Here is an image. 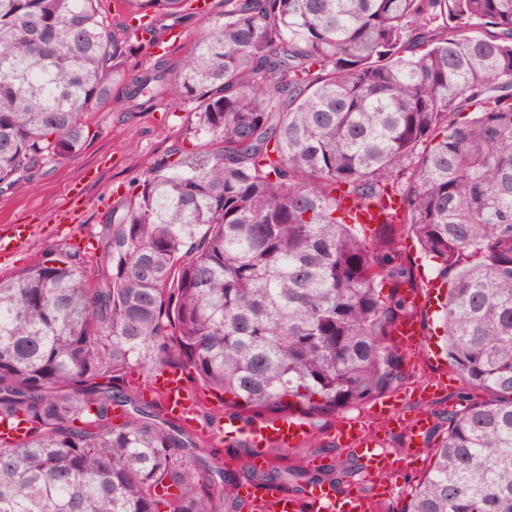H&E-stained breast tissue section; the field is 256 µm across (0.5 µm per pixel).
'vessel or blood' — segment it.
<instances>
[{
	"label": "vessel or blood",
	"instance_id": "b4317fda",
	"mask_svg": "<svg viewBox=\"0 0 512 512\" xmlns=\"http://www.w3.org/2000/svg\"><path fill=\"white\" fill-rule=\"evenodd\" d=\"M400 213V203L395 200L387 210H355L351 216L353 222L368 230L373 225L396 220ZM392 334L397 346L411 358L417 357L426 341L423 330L410 317L398 321ZM424 386L414 383L400 393L371 401L366 408L367 414L381 420L386 429L404 430L407 447L418 455L424 454L426 439L436 424L435 414L421 406ZM147 390L160 396L164 414L177 418L186 427H197L200 399L191 390L184 370L168 367L154 373L147 382ZM312 433V425L301 416L284 413L273 419L226 421L220 437L228 442H245L251 451L252 465L263 466L268 462V448L301 447ZM336 440L339 446L354 452L362 465L349 489L317 484L306 487L303 495L295 497L274 486L256 488L247 484L240 489L241 497L255 506L257 512H373L376 503L397 495L392 477L408 466L407 458L392 457L381 439L370 433L358 416L337 421Z\"/></svg>",
	"mask_w": 512,
	"mask_h": 512
}]
</instances>
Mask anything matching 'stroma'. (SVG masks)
I'll use <instances>...</instances> for the list:
<instances>
[{"label": "stroma", "mask_w": 512, "mask_h": 512, "mask_svg": "<svg viewBox=\"0 0 512 512\" xmlns=\"http://www.w3.org/2000/svg\"><path fill=\"white\" fill-rule=\"evenodd\" d=\"M211 16L191 15L184 22L185 36L166 50L151 47L137 51L134 63L152 65L158 57L176 60L186 54L208 31ZM193 117L176 95H168L150 112L123 114L104 108L88 120V138L77 155L41 166L16 190L0 193V225L21 224L33 228L23 247L0 258V275L29 266L60 243L91 246L102 214L124 200L133 179L144 176L150 163L170 150L187 146L186 132ZM78 197L80 223L60 229L56 218L64 201ZM403 260L414 274L418 293L414 317L427 336L428 355L418 367L403 364L404 383L427 380L443 355L438 346L436 289L428 264L420 256L415 239L401 240Z\"/></svg>", "instance_id": "stroma-1"}]
</instances>
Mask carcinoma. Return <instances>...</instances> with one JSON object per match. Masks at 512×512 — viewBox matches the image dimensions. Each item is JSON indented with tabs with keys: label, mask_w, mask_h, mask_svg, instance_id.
<instances>
[{
	"label": "carcinoma",
	"mask_w": 512,
	"mask_h": 512,
	"mask_svg": "<svg viewBox=\"0 0 512 512\" xmlns=\"http://www.w3.org/2000/svg\"><path fill=\"white\" fill-rule=\"evenodd\" d=\"M121 2L152 32L189 15ZM128 30L100 0H0V190L78 153L91 113L148 112L173 87L202 140L154 159L93 250L0 276V421L29 425L0 442V512L250 508L124 376L181 367L215 392L212 424L393 391L401 234L340 217L393 197L446 286L448 363L486 394L444 414L404 512H512V0H224L188 53L144 69ZM268 456L244 472L257 487L360 470L339 448L316 470Z\"/></svg>",
	"instance_id": "obj_1"
}]
</instances>
